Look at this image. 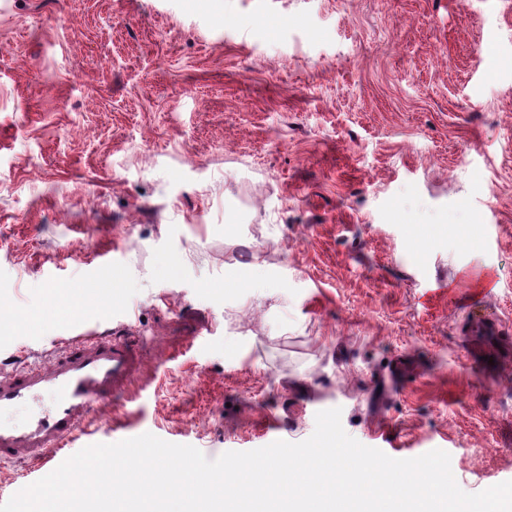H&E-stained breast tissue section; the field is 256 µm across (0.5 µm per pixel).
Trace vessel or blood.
Wrapping results in <instances>:
<instances>
[{
  "instance_id": "vessel-or-blood-1",
  "label": "vessel or blood",
  "mask_w": 512,
  "mask_h": 512,
  "mask_svg": "<svg viewBox=\"0 0 512 512\" xmlns=\"http://www.w3.org/2000/svg\"><path fill=\"white\" fill-rule=\"evenodd\" d=\"M141 364L128 336H85L58 346L47 363L0 372V462L47 467L54 453L95 417L97 405L124 394ZM51 394L52 402L27 421L7 412Z\"/></svg>"
}]
</instances>
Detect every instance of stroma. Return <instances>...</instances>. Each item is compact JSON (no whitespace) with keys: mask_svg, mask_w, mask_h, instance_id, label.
Listing matches in <instances>:
<instances>
[{"mask_svg":"<svg viewBox=\"0 0 512 512\" xmlns=\"http://www.w3.org/2000/svg\"><path fill=\"white\" fill-rule=\"evenodd\" d=\"M0 319L5 372L144 350L55 467L338 407L512 480V0H0Z\"/></svg>","mask_w":512,"mask_h":512,"instance_id":"stroma-1","label":"stroma"}]
</instances>
